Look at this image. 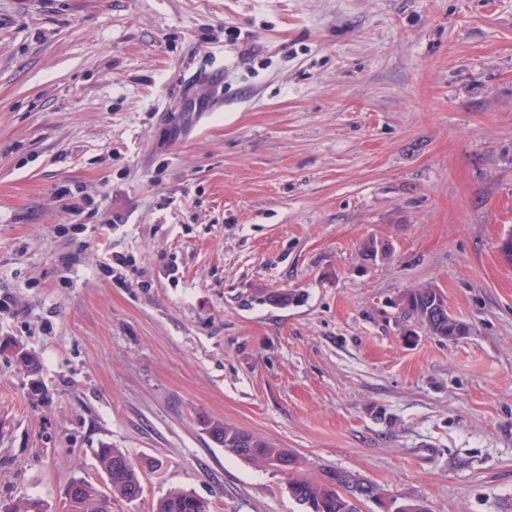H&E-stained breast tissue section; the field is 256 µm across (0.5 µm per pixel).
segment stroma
Instances as JSON below:
<instances>
[{
	"label": "stroma",
	"instance_id": "stroma-1",
	"mask_svg": "<svg viewBox=\"0 0 512 512\" xmlns=\"http://www.w3.org/2000/svg\"><path fill=\"white\" fill-rule=\"evenodd\" d=\"M510 234L512 0H0V512L104 442L144 468L112 512H302L207 419L512 512ZM436 290L431 285L419 286L416 288L407 289L405 293H403L401 297V304L404 310L409 314L417 318V320L425 326L427 331L433 336H437L442 339H448V326L452 324H458L460 322L456 317L449 311L444 298L436 292ZM437 294V299H436ZM436 299L435 311L434 315L437 316L439 320H442L448 314V320L441 326H436L433 329L426 327V313L430 309V312L433 311L432 308L433 303ZM450 340V339H448ZM153 512H211V508L209 502L193 493L171 488L156 500Z\"/></svg>",
	"mask_w": 512,
	"mask_h": 512
}]
</instances>
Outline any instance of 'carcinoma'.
Segmentation results:
<instances>
[{"label":"carcinoma","instance_id":"1","mask_svg":"<svg viewBox=\"0 0 512 512\" xmlns=\"http://www.w3.org/2000/svg\"><path fill=\"white\" fill-rule=\"evenodd\" d=\"M435 299L433 286H419L406 290L401 304L408 314L424 325L426 313ZM206 430L216 435L227 452L244 461L285 465L289 492L304 512H358L352 495L355 494L354 483L362 478L347 471L329 469L315 479L299 471L295 455L260 436L222 421L207 422ZM97 460L101 470L108 471L107 490H101L84 478L70 480L65 489L66 512H111L112 498L134 502V494L143 491V470L129 460L125 451L104 443L98 450ZM153 512H211V508L209 502L193 493L171 488L156 500Z\"/></svg>","mask_w":512,"mask_h":512}]
</instances>
